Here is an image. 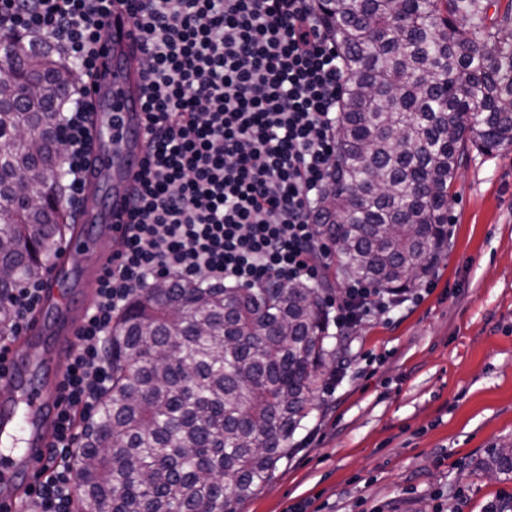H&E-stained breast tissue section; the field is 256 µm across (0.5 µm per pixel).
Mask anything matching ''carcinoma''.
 <instances>
[{"label":"carcinoma","mask_w":512,"mask_h":512,"mask_svg":"<svg viewBox=\"0 0 512 512\" xmlns=\"http://www.w3.org/2000/svg\"><path fill=\"white\" fill-rule=\"evenodd\" d=\"M343 57L333 173L317 212L338 271L401 296L448 247V193L467 146L512 148V0H319ZM57 52L0 40V329L11 289L44 277L69 228L60 206ZM55 201L57 222L45 205ZM301 281L227 288L171 279L112 321V386L74 459L77 512H237L293 453L319 389L328 296ZM479 471L512 480V447Z\"/></svg>","instance_id":"obj_1"}]
</instances>
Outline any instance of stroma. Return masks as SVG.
I'll list each match as a JSON object with an SVG mask.
<instances>
[{
  "instance_id": "35a3bbf8",
  "label": "stroma",
  "mask_w": 512,
  "mask_h": 512,
  "mask_svg": "<svg viewBox=\"0 0 512 512\" xmlns=\"http://www.w3.org/2000/svg\"><path fill=\"white\" fill-rule=\"evenodd\" d=\"M431 277L340 334L295 450L239 512H486L512 480V149L470 150ZM479 471L494 473L503 481L512 480V446L510 448H491L486 456L475 463Z\"/></svg>"
}]
</instances>
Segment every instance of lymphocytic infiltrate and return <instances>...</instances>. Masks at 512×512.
I'll list each match as a JSON object with an SVG mask.
<instances>
[{"label":"lymphocytic infiltrate","mask_w":512,"mask_h":512,"mask_svg":"<svg viewBox=\"0 0 512 512\" xmlns=\"http://www.w3.org/2000/svg\"><path fill=\"white\" fill-rule=\"evenodd\" d=\"M116 2L144 46L147 157L128 200L127 234L73 348L60 428L27 492L29 512H73L77 420L92 416L112 385L103 348L136 291L174 275L235 288L310 282L333 262L316 215L346 75L317 0H0V37L52 41L75 70L60 127L68 201L86 191L87 88ZM43 288L38 280L11 291L14 321L0 333V361ZM384 307L353 283L336 324Z\"/></svg>","instance_id":"obj_1"}]
</instances>
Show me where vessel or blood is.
<instances>
[{
  "instance_id": "b4317fda",
  "label": "vessel or blood",
  "mask_w": 512,
  "mask_h": 512,
  "mask_svg": "<svg viewBox=\"0 0 512 512\" xmlns=\"http://www.w3.org/2000/svg\"><path fill=\"white\" fill-rule=\"evenodd\" d=\"M99 52L97 76L90 86V153L84 178L103 190L83 199L80 224L52 259L53 276L14 343L6 377L0 380L9 390L0 399V512H17L20 493L33 483L54 439L74 342L109 263L97 250V237L122 238L125 202L145 159L141 41L124 8L110 17ZM67 278L81 288V297L61 295L60 285ZM38 341L48 346L46 358L35 354Z\"/></svg>"
}]
</instances>
